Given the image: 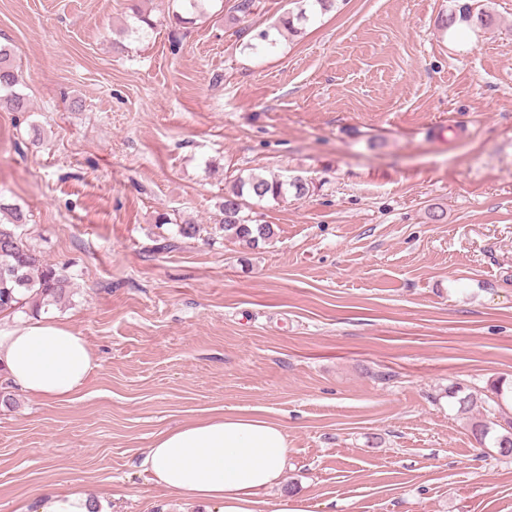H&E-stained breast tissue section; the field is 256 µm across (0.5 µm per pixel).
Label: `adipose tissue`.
Listing matches in <instances>:
<instances>
[{"mask_svg": "<svg viewBox=\"0 0 512 512\" xmlns=\"http://www.w3.org/2000/svg\"><path fill=\"white\" fill-rule=\"evenodd\" d=\"M95 366L82 336L48 318L0 329V370L30 396L73 401ZM288 435L249 413L216 415L160 433L142 466L150 481L211 512H308L303 500H265L288 464ZM80 491L49 490L20 512H95Z\"/></svg>", "mask_w": 512, "mask_h": 512, "instance_id": "1", "label": "adipose tissue"}]
</instances>
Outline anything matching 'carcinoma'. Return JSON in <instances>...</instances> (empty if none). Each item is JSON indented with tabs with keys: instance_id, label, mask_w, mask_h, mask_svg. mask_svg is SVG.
<instances>
[{
	"instance_id": "cac0c4a2",
	"label": "carcinoma",
	"mask_w": 512,
	"mask_h": 512,
	"mask_svg": "<svg viewBox=\"0 0 512 512\" xmlns=\"http://www.w3.org/2000/svg\"><path fill=\"white\" fill-rule=\"evenodd\" d=\"M309 9L288 13L281 20V26L292 33L298 32L295 23H302L318 14L330 11L336 0H303ZM493 15L482 7L470 3L456 5L450 10L442 25L451 28L457 24L469 27L479 24L489 27ZM13 53L0 48V103L4 102L12 112L27 111V101L16 92L19 77L13 65ZM301 198L308 194L309 185L302 181H289L279 176L269 178L249 173L239 174L219 203L220 229L224 235L236 238L248 245L257 246L275 236L271 224H260L251 217L253 205L266 199L277 200L288 193ZM26 217L18 207L0 203V316L13 317L18 313L34 314L52 305H58L70 294V280L65 269L44 262L31 250L18 233ZM496 396L493 403L485 408L486 416L471 423V434L484 447L492 444L499 455L512 456V417L505 412V406L512 402V390L504 391L498 384L491 387ZM448 397L457 399L458 411L468 413L477 406L474 394L458 396V391L448 389Z\"/></svg>"
}]
</instances>
